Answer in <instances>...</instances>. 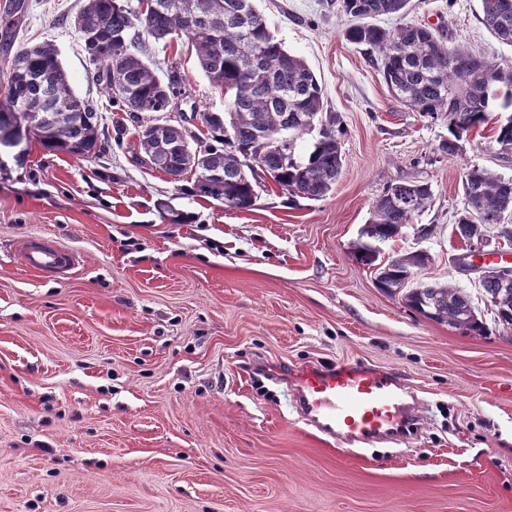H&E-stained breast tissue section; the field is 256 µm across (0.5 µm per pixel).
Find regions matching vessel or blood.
<instances>
[{
  "label": "vessel or blood",
  "instance_id": "b4317fda",
  "mask_svg": "<svg viewBox=\"0 0 512 512\" xmlns=\"http://www.w3.org/2000/svg\"><path fill=\"white\" fill-rule=\"evenodd\" d=\"M20 249L26 266L45 278L66 277L79 263L75 252L44 236L27 238ZM270 374L295 386L307 425L346 452L356 454L375 440L403 436L412 424L407 387L396 372L362 364L291 373L274 368Z\"/></svg>",
  "mask_w": 512,
  "mask_h": 512
}]
</instances>
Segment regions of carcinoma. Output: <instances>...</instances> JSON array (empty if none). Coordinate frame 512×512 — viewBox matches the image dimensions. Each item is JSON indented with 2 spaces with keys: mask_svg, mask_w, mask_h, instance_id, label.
<instances>
[{
  "mask_svg": "<svg viewBox=\"0 0 512 512\" xmlns=\"http://www.w3.org/2000/svg\"><path fill=\"white\" fill-rule=\"evenodd\" d=\"M248 5L250 20L232 18L236 5ZM255 0H155L156 8L141 12L130 0H86L78 18L98 39L95 52L84 45L93 77L112 106L138 123L137 161L180 183L197 166L208 173L204 185L193 183L194 195L224 204L230 210L255 205L262 181L289 194L320 200L336 185L343 155V134L336 113L324 110L322 87L299 56L285 50L257 11ZM481 22L501 44L512 46V0H480ZM408 0H340L339 10L353 18L345 35L364 48L400 104L423 116L448 119L444 153L455 156L460 142L489 122L492 112L510 116L493 126V142L512 150V71L428 27L405 24L390 30L369 18L402 12ZM25 0H13L6 16L4 40L15 35V16L25 13ZM186 37L196 49L201 72L224 91V111L199 113L206 139L181 121L151 117L170 112L183 96L184 80L175 66L161 76L141 57L145 38L167 43ZM148 117H143V114ZM97 109L77 96L54 45L23 47L10 60L5 92L0 95V133L29 126L25 139H34L48 152L86 158L110 149L100 138ZM316 133L310 149L296 154L297 141ZM462 207L453 234L469 245L487 232V225L512 243L504 224L512 215V178L474 167L462 181ZM431 186L401 181L386 186L375 200L370 218L351 249L355 259L375 269L376 285L401 295L423 317L446 323L465 333L483 332L466 289L444 283L410 286L414 270L430 261L428 252L381 257V245L401 237L404 229L431 204ZM497 325L512 328V286L495 277L480 281Z\"/></svg>",
  "mask_w": 512,
  "mask_h": 512,
  "instance_id": "cac0c4a2",
  "label": "carcinoma"
}]
</instances>
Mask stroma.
<instances>
[{"mask_svg":"<svg viewBox=\"0 0 512 512\" xmlns=\"http://www.w3.org/2000/svg\"><path fill=\"white\" fill-rule=\"evenodd\" d=\"M16 46L52 43L80 98L121 146L77 158L31 143L0 172V512H512V329L469 336L375 286L351 244L387 184H431L430 207L384 256L428 251L418 282L480 302L451 260L467 169L512 176V152L474 131L441 152L448 122L398 103L331 0H257L270 30L303 58L337 113L344 166L320 200L266 183L252 209L189 195L134 159L135 123L96 82L74 20L85 0H26ZM480 0H409L405 17L512 70V47L480 22ZM156 71L178 66V110L224 108L187 39L146 40ZM188 213L171 224L157 204ZM432 228L420 238L417 228ZM47 235L79 264L64 280L19 252ZM259 362L364 363L403 374L417 432L361 455L325 443L292 389L256 379Z\"/></svg>","mask_w":512,"mask_h":512,"instance_id":"obj_1","label":"stroma"}]
</instances>
